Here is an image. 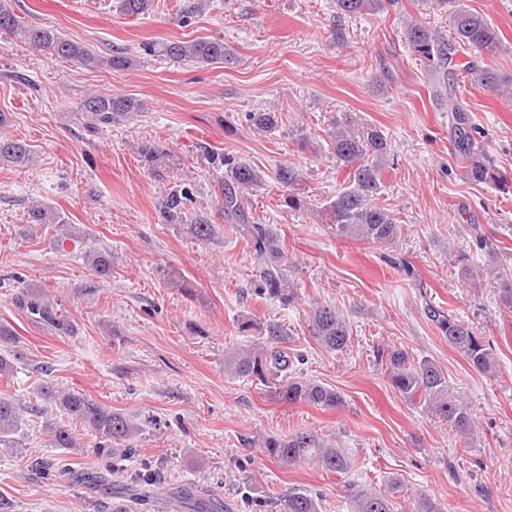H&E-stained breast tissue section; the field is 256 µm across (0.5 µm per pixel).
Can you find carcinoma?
<instances>
[{
  "mask_svg": "<svg viewBox=\"0 0 512 512\" xmlns=\"http://www.w3.org/2000/svg\"><path fill=\"white\" fill-rule=\"evenodd\" d=\"M154 0H120L121 14L127 17L142 16L152 11ZM432 9L449 16L450 34L446 37L418 22L410 21L405 27V41L419 57L431 67L434 98L444 102L451 112L452 146L454 151L467 159L465 176L473 184L493 185L500 189L509 187V178L496 169L483 153L474 137L466 111L458 101L453 87L448 84V66L455 53L467 49L490 51L499 42L497 31L484 17L467 9L461 0H432ZM336 15L351 16L384 8L383 0H334ZM0 33L15 35L38 50L79 63L87 68L101 65L125 70L136 60L125 51H114L107 58L99 56L84 46L64 38L56 30L32 26L19 20L0 0ZM146 56L164 57L174 61L196 64L229 62L233 50L222 39L195 38L190 41H149L141 44ZM471 81L485 87H512V77L503 76L490 65L473 63L466 67ZM143 110V103L124 95L90 94L79 105L77 116L86 129L98 133L115 123ZM247 122L255 129L272 133L279 129L282 116L279 112H248ZM331 153L336 165L349 169L346 186L336 196L326 201L317 211L321 223L328 226L338 239L381 245L397 238L400 224L387 205L379 201L378 190L381 171L389 161L391 145L383 130L364 121L353 112H338L331 116L326 129ZM137 154L156 173L167 166L168 155L150 142L137 145ZM207 160L216 167L225 168L224 180L219 183L224 200V217L232 222L231 228L242 236L250 248L252 267L247 285L252 295L272 299L283 306L298 301V287L290 274L288 254L283 237L274 224H262L250 215L249 190L261 182L259 172L245 162H238L230 155L207 153ZM33 161L28 145L7 135H0V162L25 168ZM276 182L283 189V203L290 212H301L310 207L304 196L299 173L290 166L277 170ZM193 187L182 183L166 193L159 208L167 223L179 224L186 233L198 241H210L217 233L216 225L209 218L193 209ZM27 223L64 229V237L71 236L65 216L47 203H36L28 208ZM476 244L489 259L488 267L494 270L493 279L498 285L504 305L512 309V270L499 259L500 249L489 244L477 233ZM85 261L100 277L112 275V254L93 249L85 254ZM16 303L29 318L58 333L70 332L71 324L63 314L60 304L51 299L42 288L23 287L17 293ZM427 318L436 327L439 336L448 342L473 369L486 373L494 366L490 343L479 336L465 321L447 310L432 305L426 308ZM310 336L325 350L346 351L350 329L336 307L316 304L306 317ZM268 342L249 346H236L224 354V371L234 377H252L272 389L278 399L290 404L305 403L319 408H333L341 402L340 395L332 388L304 379L298 375L295 362L302 356L288 353V329L278 322L265 325ZM376 361L385 366L391 385L401 395L413 402L422 403L425 411L448 425L464 437L471 433L475 419L471 407L464 399L449 392L448 377L428 357H418L396 346L377 348ZM35 402L23 405L14 399L0 396V447L16 448L26 426L23 414L38 412L39 401L53 403L62 415L87 425L102 438L101 445H121L133 450L140 426L124 414L100 404L84 393L64 390L46 381L33 392ZM44 431L53 448H74L75 438L65 422L48 419ZM262 448L277 462L294 465L313 464L325 472L346 474L354 467V459L344 448L336 447L331 439L313 429L298 428L284 437L264 440ZM398 482L388 489L349 485L350 512H397L395 493ZM321 494L294 488L275 498L276 512H320ZM411 510L402 512H445V506L429 493L419 492L411 498Z\"/></svg>",
  "mask_w": 512,
  "mask_h": 512,
  "instance_id": "carcinoma-1",
  "label": "carcinoma"
}]
</instances>
